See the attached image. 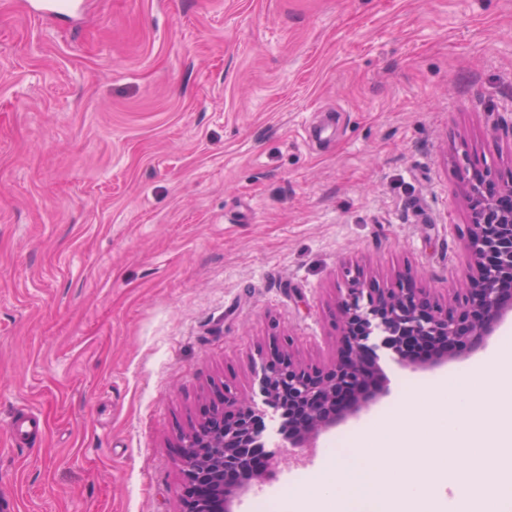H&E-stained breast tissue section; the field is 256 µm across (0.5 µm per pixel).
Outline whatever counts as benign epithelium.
Masks as SVG:
<instances>
[{"instance_id":"7a95c632","label":"benign epithelium","mask_w":512,"mask_h":512,"mask_svg":"<svg viewBox=\"0 0 512 512\" xmlns=\"http://www.w3.org/2000/svg\"><path fill=\"white\" fill-rule=\"evenodd\" d=\"M464 248L468 266L454 303L441 304L404 275L387 284L347 272L336 304L339 348L327 365L309 367L291 353L267 360L258 379L265 410L280 419L292 451L316 447L319 435L364 412L385 395L377 386V350L403 366L429 352L427 367L467 358L485 348L512 311V182L485 168L472 175ZM256 407L226 389L198 426L181 437L185 496L182 512H228L250 481L278 462L259 448Z\"/></svg>"}]
</instances>
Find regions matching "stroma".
<instances>
[{
    "label": "stroma",
    "instance_id": "1",
    "mask_svg": "<svg viewBox=\"0 0 512 512\" xmlns=\"http://www.w3.org/2000/svg\"><path fill=\"white\" fill-rule=\"evenodd\" d=\"M510 122L512 0H0L6 512H181L180 434L274 348L335 357L347 265L447 301ZM378 365L377 412L444 370Z\"/></svg>",
    "mask_w": 512,
    "mask_h": 512
}]
</instances>
